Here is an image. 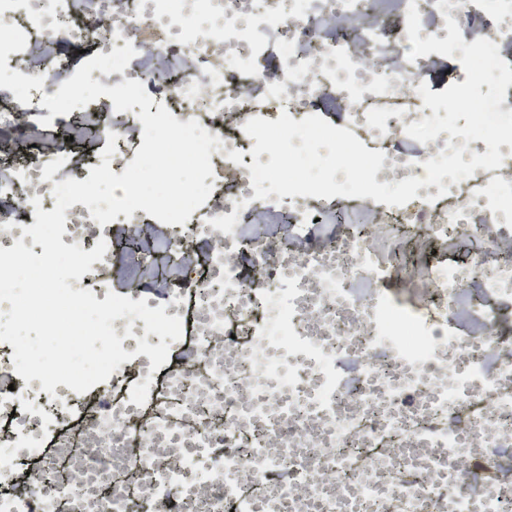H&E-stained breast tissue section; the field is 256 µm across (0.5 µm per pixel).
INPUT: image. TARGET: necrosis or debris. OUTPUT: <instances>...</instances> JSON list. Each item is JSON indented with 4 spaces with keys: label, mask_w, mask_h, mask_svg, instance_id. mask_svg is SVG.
<instances>
[{
    "label": "necrosis or debris",
    "mask_w": 512,
    "mask_h": 512,
    "mask_svg": "<svg viewBox=\"0 0 512 512\" xmlns=\"http://www.w3.org/2000/svg\"><path fill=\"white\" fill-rule=\"evenodd\" d=\"M412 3L420 38L445 39L451 18L465 43L488 39L512 65V0H0V82L19 100L0 109V248L20 240L42 254L24 233L36 210L102 163L66 139L94 104L57 116L41 104L75 73L60 42L92 57L132 44L126 79L162 89L175 119L222 141L208 205L185 224L138 209L102 225L84 204L66 210L65 245L108 243L70 282L96 300L107 273L148 279L157 249L178 253L165 313L199 355L172 351L152 368L138 341L159 336L121 317L112 327L132 360L85 393L50 394L0 343V512H248L252 501L259 512H512V147L500 146L501 167L420 187L401 207L282 197L273 227L251 183L253 161L270 156H252L247 121L302 120L327 91L347 129L384 152L378 183L425 177L449 145L467 161L487 152L445 132L429 151L404 149L405 127L433 115L420 78L446 64L435 52L406 61ZM45 117L59 136L18 153ZM112 130L119 175L143 125L124 111ZM231 214L232 232L212 226ZM463 238L491 248L495 266L478 251L447 258ZM244 250L258 278L240 273ZM410 251L424 283L415 309L382 288Z\"/></svg>",
    "instance_id": "obj_1"
}]
</instances>
